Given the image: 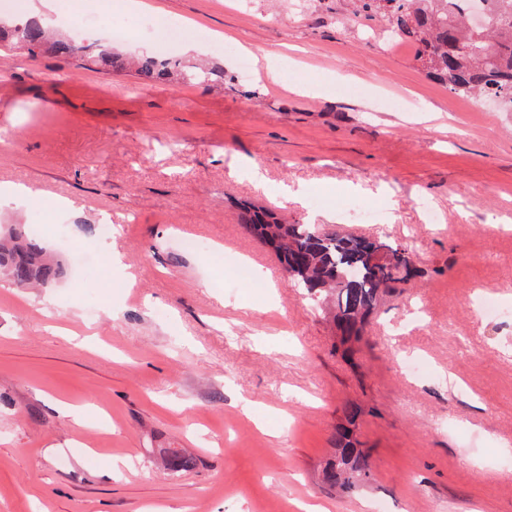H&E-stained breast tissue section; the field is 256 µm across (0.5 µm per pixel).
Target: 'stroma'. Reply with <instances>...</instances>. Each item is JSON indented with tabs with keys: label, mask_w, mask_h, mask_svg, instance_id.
I'll return each mask as SVG.
<instances>
[{
	"label": "stroma",
	"mask_w": 512,
	"mask_h": 512,
	"mask_svg": "<svg viewBox=\"0 0 512 512\" xmlns=\"http://www.w3.org/2000/svg\"><path fill=\"white\" fill-rule=\"evenodd\" d=\"M151 2L152 32L117 51L153 54L178 21L173 58L222 84L0 49V183L43 193L0 201V226L62 197L75 241L104 212L117 229L83 280L50 226L53 287L0 274V512H512V112L470 110L352 0ZM252 163L263 186L230 174ZM298 185L305 202L285 201ZM362 200L383 221H351ZM243 203L411 245L421 274L379 304L355 362L332 351L331 301L291 288ZM483 294L510 316H482ZM415 358L430 376L406 372ZM352 402L373 479L347 494L317 469ZM66 404L92 406L85 427ZM171 449L192 466L172 471Z\"/></svg>",
	"instance_id": "obj_1"
}]
</instances>
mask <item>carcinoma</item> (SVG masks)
Returning <instances> with one entry per match:
<instances>
[{"label": "carcinoma", "instance_id": "obj_1", "mask_svg": "<svg viewBox=\"0 0 512 512\" xmlns=\"http://www.w3.org/2000/svg\"><path fill=\"white\" fill-rule=\"evenodd\" d=\"M493 4L487 26L471 27L475 4ZM359 10L386 16L392 34L415 46V61L426 76L465 98H496L512 112V0H357ZM20 44L35 55L50 50L59 57H83L98 66L133 69L146 82L207 85L224 78V70L187 65L177 60L123 58L105 49L57 38L42 25L0 23V43ZM239 221L248 234L277 256L292 283L316 297L334 296V348L353 356L379 301L398 293L416 275L411 247L382 238L322 233L308 224H289L271 209L242 205ZM386 245L393 259L386 266L370 262L376 244ZM0 267L18 287L33 283L50 286L60 264L42 247L14 228L9 244L0 246ZM359 405L345 407V423L336 426L332 456L321 466V483L351 488L371 477L369 455L357 447L352 426Z\"/></svg>", "mask_w": 512, "mask_h": 512}]
</instances>
